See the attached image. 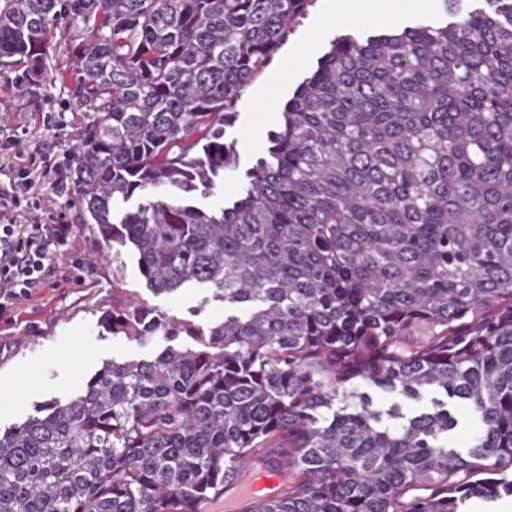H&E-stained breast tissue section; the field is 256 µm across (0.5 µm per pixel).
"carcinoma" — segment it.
Returning <instances> with one entry per match:
<instances>
[{"instance_id": "cac0c4a2", "label": "carcinoma", "mask_w": 512, "mask_h": 512, "mask_svg": "<svg viewBox=\"0 0 512 512\" xmlns=\"http://www.w3.org/2000/svg\"><path fill=\"white\" fill-rule=\"evenodd\" d=\"M313 2L0 0V57L29 87L52 77L57 22L74 26L72 175L112 284L128 250L153 294L204 288L232 309L206 330L141 304L102 315L167 346L0 432V512H200L255 457L288 483L241 512L512 496V0L333 39L239 198L196 204L234 164L243 92ZM362 385L440 390L479 432L458 451L447 402L408 417Z\"/></svg>"}]
</instances>
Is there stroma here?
Instances as JSON below:
<instances>
[{"instance_id":"obj_1","label":"stroma","mask_w":512,"mask_h":512,"mask_svg":"<svg viewBox=\"0 0 512 512\" xmlns=\"http://www.w3.org/2000/svg\"><path fill=\"white\" fill-rule=\"evenodd\" d=\"M315 0L292 29L279 51L255 76L237 104L236 115L224 128V140L236 153V166L224 174L209 205L225 206L237 199L246 170L268 147V134L282 121V110L297 86L316 69L336 35L365 38L383 30L403 29L424 22L446 20L444 0H401L398 10L378 13L369 0ZM57 112L58 126L45 130L42 115ZM86 116L76 107L65 84L49 81L25 87L15 69L0 65V131L26 130L30 150L51 168L49 178L33 182L45 215L64 212L73 233L55 256L58 288H39L20 302L10 321H0V427L25 421L37 406L66 400L78 392L107 360L150 359L162 349L159 342L145 345L103 330L104 312L130 303L159 307L179 319L207 328L223 322V301L202 288H188L171 296H156L142 281L137 262L126 256L124 277L112 282L106 245L80 222L76 192L60 193L58 182L73 170L68 154Z\"/></svg>"}]
</instances>
